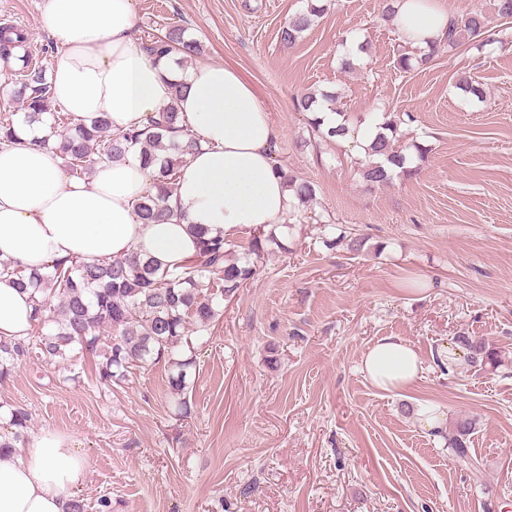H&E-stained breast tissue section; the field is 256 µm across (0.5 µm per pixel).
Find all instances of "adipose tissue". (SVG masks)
Segmentation results:
<instances>
[{
  "label": "adipose tissue",
  "instance_id": "1",
  "mask_svg": "<svg viewBox=\"0 0 512 512\" xmlns=\"http://www.w3.org/2000/svg\"><path fill=\"white\" fill-rule=\"evenodd\" d=\"M399 39L414 48L443 40L448 13L437 0H392ZM134 0H45L42 25L60 46L51 71L55 99L80 117L106 114L113 129L146 125L173 99L182 125L199 141L179 168L169 220L138 223L136 205L152 192L155 168L139 150L103 163L92 176H67L52 149L21 141L0 146V262L43 267L77 258L100 263L138 255L174 268L197 253V230L236 239L281 231L297 200L274 162L278 129L255 86L237 69L196 60L155 62L135 36ZM31 290L0 278V341L28 339ZM362 371L385 392L408 389L424 372L409 342L379 338ZM70 436L45 429L0 460V512H65L87 470Z\"/></svg>",
  "mask_w": 512,
  "mask_h": 512
}]
</instances>
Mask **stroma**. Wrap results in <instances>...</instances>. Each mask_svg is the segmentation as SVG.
<instances>
[{"instance_id": "stroma-1", "label": "stroma", "mask_w": 512, "mask_h": 512, "mask_svg": "<svg viewBox=\"0 0 512 512\" xmlns=\"http://www.w3.org/2000/svg\"><path fill=\"white\" fill-rule=\"evenodd\" d=\"M43 2L0 0V20L50 43ZM303 4L135 0L139 38L185 26L204 59L254 84L280 130L281 165L317 196L195 342L189 416L164 360L106 386L93 357L31 354L0 382V405L28 409L31 432L74 437L88 460L76 489L87 512H512V27L403 73L380 0H327L283 45L279 30ZM352 35L368 50L347 72ZM463 79L483 100L459 90ZM316 90L335 93L357 130L382 112L411 114L399 143L426 146L419 174L371 187L353 149L314 143L293 99ZM332 226L363 250L325 248ZM463 334L484 339L497 368L448 371L437 353ZM383 336L424 363L405 392L377 390L361 371ZM424 403L476 418L478 468L406 415Z\"/></svg>"}]
</instances>
